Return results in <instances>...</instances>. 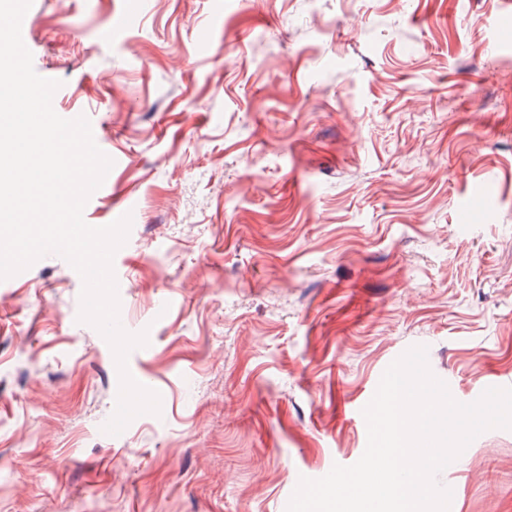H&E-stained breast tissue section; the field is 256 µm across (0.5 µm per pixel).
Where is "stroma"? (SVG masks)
<instances>
[{"mask_svg":"<svg viewBox=\"0 0 512 512\" xmlns=\"http://www.w3.org/2000/svg\"><path fill=\"white\" fill-rule=\"evenodd\" d=\"M26 46L132 213L120 321L160 415L117 436L111 348L50 253L0 281V512H286L356 463L409 347L512 387V0H33ZM119 33L109 34L110 25ZM512 512V430L437 477Z\"/></svg>","mask_w":512,"mask_h":512,"instance_id":"1","label":"stroma"}]
</instances>
